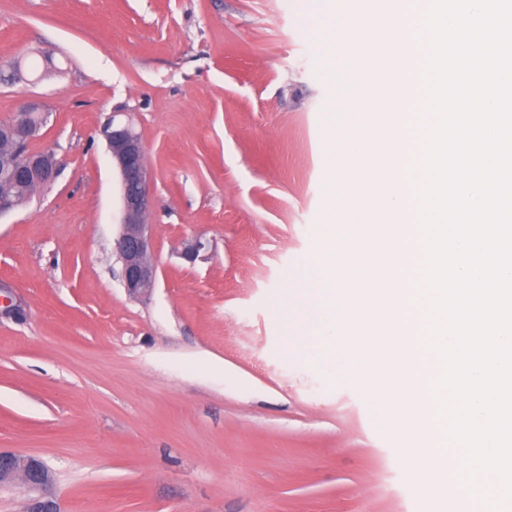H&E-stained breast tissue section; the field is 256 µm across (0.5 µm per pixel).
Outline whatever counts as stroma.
I'll list each match as a JSON object with an SVG mask.
<instances>
[{
    "label": "stroma",
    "instance_id": "35a3bbf8",
    "mask_svg": "<svg viewBox=\"0 0 512 512\" xmlns=\"http://www.w3.org/2000/svg\"><path fill=\"white\" fill-rule=\"evenodd\" d=\"M324 0H0V120L37 98L54 184L0 217V450L42 458L60 512H457L303 346L335 207L333 128L382 110ZM130 113L153 181L156 282L129 297L100 135ZM208 249L195 261L187 241Z\"/></svg>",
    "mask_w": 512,
    "mask_h": 512
}]
</instances>
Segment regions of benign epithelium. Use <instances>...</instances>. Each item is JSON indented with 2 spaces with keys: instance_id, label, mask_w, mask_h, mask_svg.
<instances>
[{
  "instance_id": "obj_1",
  "label": "benign epithelium",
  "mask_w": 512,
  "mask_h": 512,
  "mask_svg": "<svg viewBox=\"0 0 512 512\" xmlns=\"http://www.w3.org/2000/svg\"><path fill=\"white\" fill-rule=\"evenodd\" d=\"M49 111L37 102H27L14 113V122L0 128V141L13 142L16 148L0 153V166L5 176L0 178V217L17 208L9 192L13 180L19 178L32 189L52 186L57 177V165L49 153H20L18 145L30 142L46 124ZM120 181L121 230L115 242V252L121 263L122 284L127 294L138 298L150 292L156 281L152 225L145 222L150 209L151 174L144 158V145L130 119L121 113L102 129ZM17 482L35 496L29 498L25 512H57L49 495L51 476L46 465L34 456L0 452V484Z\"/></svg>"
}]
</instances>
